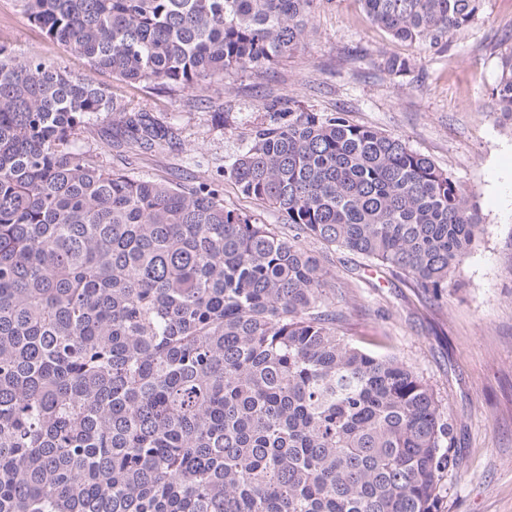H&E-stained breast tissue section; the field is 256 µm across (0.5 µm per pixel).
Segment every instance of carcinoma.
I'll return each instance as SVG.
<instances>
[{
	"instance_id": "obj_1",
	"label": "carcinoma",
	"mask_w": 512,
	"mask_h": 512,
	"mask_svg": "<svg viewBox=\"0 0 512 512\" xmlns=\"http://www.w3.org/2000/svg\"><path fill=\"white\" fill-rule=\"evenodd\" d=\"M32 24L130 84L196 89L298 48L319 0H22ZM443 51L485 0H361ZM386 69L411 72L410 58ZM493 97L512 122V47ZM176 139L153 113L0 45V512H433L457 459L409 365L352 346L311 238L443 296L484 227L457 182L341 112L266 106L219 190L107 169Z\"/></svg>"
}]
</instances>
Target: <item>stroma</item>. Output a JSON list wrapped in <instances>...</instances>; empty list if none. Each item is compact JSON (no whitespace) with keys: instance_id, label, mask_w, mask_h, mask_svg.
Masks as SVG:
<instances>
[{"instance_id":"35a3bbf8","label":"stroma","mask_w":512,"mask_h":512,"mask_svg":"<svg viewBox=\"0 0 512 512\" xmlns=\"http://www.w3.org/2000/svg\"><path fill=\"white\" fill-rule=\"evenodd\" d=\"M101 85L119 103L174 126L172 145L142 154L106 146L110 113L77 146L106 168L192 187L215 185L228 208L288 227L268 204L223 178L225 164L265 118L264 103L345 113L353 123L402 137L460 185L484 232L462 257L441 299L360 255L306 240L328 272V302L354 346L411 365L453 424L457 469L445 475L436 512H512V123L495 110L499 57L512 47V0H485L451 50L401 42L374 24L360 0H326L304 44L278 63L226 78L221 89L130 85L100 73L28 20L20 0H0V44ZM412 58L405 76L385 61Z\"/></svg>"}]
</instances>
